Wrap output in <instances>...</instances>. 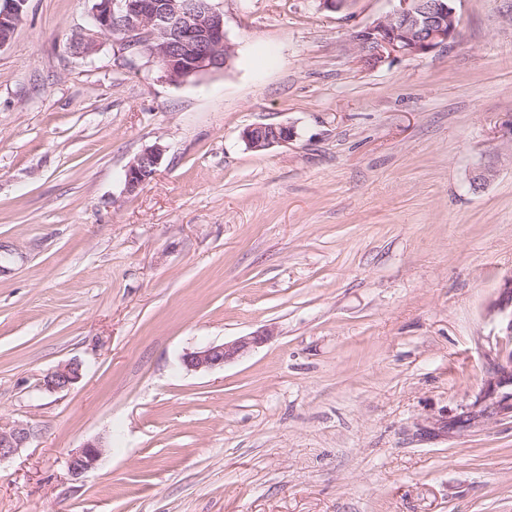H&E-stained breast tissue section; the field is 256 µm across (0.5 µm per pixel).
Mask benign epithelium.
I'll use <instances>...</instances> for the list:
<instances>
[{
	"instance_id": "benign-epithelium-1",
	"label": "benign epithelium",
	"mask_w": 512,
	"mask_h": 512,
	"mask_svg": "<svg viewBox=\"0 0 512 512\" xmlns=\"http://www.w3.org/2000/svg\"><path fill=\"white\" fill-rule=\"evenodd\" d=\"M28 0H0V48L14 35L26 11ZM398 6L354 32L352 42L359 61L376 69L395 57L428 55L455 39L458 29L453 0H397ZM117 25L134 42L146 32L154 46L148 57L162 78L183 83L191 77L227 68L235 56L234 46L224 29V14L211 0H94L90 25L74 36L81 44L80 55L92 56L100 39L111 36ZM295 137L285 124H254L245 128L242 139L259 151L284 144ZM163 149L152 146L141 152L125 171V191L136 193L156 175ZM487 318L495 324V344L485 352L490 379L480 403L466 411L475 423L512 417V273L502 277L496 296L486 307ZM273 336L262 329L220 345H208L184 355L189 371L210 370L232 363ZM82 378L77 361L61 364L44 375L40 387L49 393L70 390ZM36 436L28 423L0 426V462L11 458ZM99 441L85 443L69 455L70 473L80 477L92 470L103 455Z\"/></svg>"
}]
</instances>
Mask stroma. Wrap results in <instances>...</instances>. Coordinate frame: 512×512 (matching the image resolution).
<instances>
[{
	"label": "stroma",
	"mask_w": 512,
	"mask_h": 512,
	"mask_svg": "<svg viewBox=\"0 0 512 512\" xmlns=\"http://www.w3.org/2000/svg\"><path fill=\"white\" fill-rule=\"evenodd\" d=\"M93 4L29 0L0 48V424L38 429L0 512H512V418L455 424L512 272V0L375 70L352 35L391 0H212L236 56L183 84L117 36L73 54ZM295 137L294 128L285 124H254L245 128L242 139L248 148L259 151L284 144ZM163 149L152 146L141 152L125 171V191L134 194L155 176L161 162ZM272 336H274L272 330L265 328L220 345L201 347L184 355L183 366L189 371L210 370L224 366L265 344ZM82 378V365L77 361L61 364L44 375L40 387L49 393L70 390ZM105 448V445L99 441L85 443L69 455L67 460L68 470L75 477L82 476L95 468Z\"/></svg>",
	"instance_id": "1"
}]
</instances>
